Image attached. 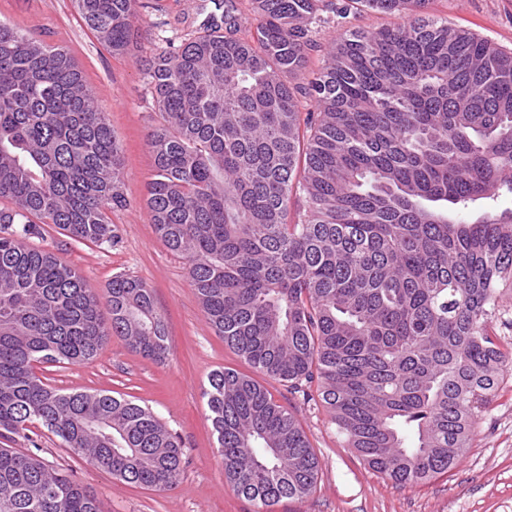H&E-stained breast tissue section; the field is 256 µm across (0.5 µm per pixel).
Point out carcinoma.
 <instances>
[{"label": "carcinoma", "instance_id": "1", "mask_svg": "<svg viewBox=\"0 0 512 512\" xmlns=\"http://www.w3.org/2000/svg\"><path fill=\"white\" fill-rule=\"evenodd\" d=\"M430 0H224L211 22L144 61L161 121L148 133L147 211L188 264L204 317L256 372L318 397L367 465L402 487L448 473L512 362L489 332L512 294V209L448 213L512 195V53L428 13ZM139 0H78L113 53ZM397 28L354 24L362 10ZM334 23L302 114L291 79ZM121 151L64 50L0 23V437L40 424L114 478L174 488L182 451L151 408L64 392L38 363L82 364L108 337L154 361L166 324L143 281L117 275L102 313L81 272L25 245L52 224L113 245ZM302 219L287 221L294 195ZM205 392L224 481L263 512L316 488L295 415L255 378L213 371ZM0 512H103L34 452L0 447ZM406 21L398 14H384L366 11L361 16L358 24L365 29H377L380 27H396Z\"/></svg>", "mask_w": 512, "mask_h": 512}]
</instances>
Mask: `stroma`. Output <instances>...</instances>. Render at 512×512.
I'll return each instance as SVG.
<instances>
[{"label": "stroma", "mask_w": 512, "mask_h": 512, "mask_svg": "<svg viewBox=\"0 0 512 512\" xmlns=\"http://www.w3.org/2000/svg\"><path fill=\"white\" fill-rule=\"evenodd\" d=\"M134 21L127 52L102 46L81 20L75 0H0V23L67 50L78 64L122 149V190L129 205L109 212L119 236L116 246L97 247L44 225L28 247L47 249L80 268L99 299H107L113 276L126 274L153 290L164 317L170 354L164 363L110 337L98 355L77 365L42 364L38 374L63 390L130 395L148 406L177 435L182 473L177 485L156 491L120 482L80 459L41 425L13 445H38L42 461L63 470L100 501L104 512H260L257 503L224 481L216 438L203 396L208 377L224 367L251 373V366L207 324L188 265L157 237L146 209L153 159L147 134L158 121L157 104L142 74L144 60L160 51L164 38L196 31L216 10L215 0H150ZM432 9L512 52V0H433ZM277 403L299 420L321 469L315 492L282 499L272 512H512V365L504 368L497 396L458 464L447 475L401 487L372 471L349 448L321 404H306L287 384L264 379Z\"/></svg>", "instance_id": "35a3bbf8"}]
</instances>
